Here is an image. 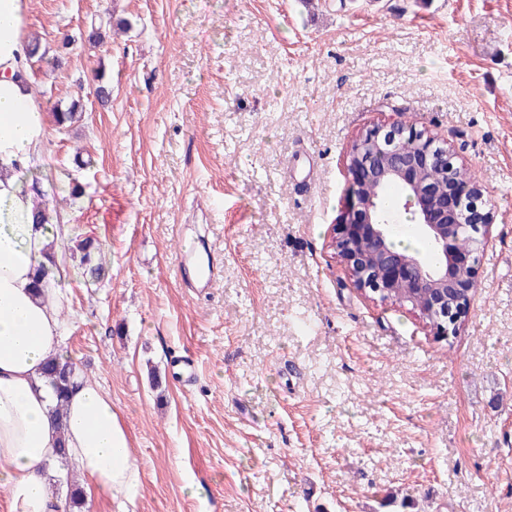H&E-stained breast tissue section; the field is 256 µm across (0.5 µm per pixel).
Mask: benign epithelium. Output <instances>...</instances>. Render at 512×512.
Instances as JSON below:
<instances>
[{
  "label": "benign epithelium",
  "mask_w": 512,
  "mask_h": 512,
  "mask_svg": "<svg viewBox=\"0 0 512 512\" xmlns=\"http://www.w3.org/2000/svg\"><path fill=\"white\" fill-rule=\"evenodd\" d=\"M409 137L416 148L405 151L403 142ZM440 156L449 151L435 137L401 123L374 125L360 134L348 164L347 205L331 246L357 290L391 299L399 286L403 303L422 294L423 317L435 335L446 336L469 307L478 283L475 252L460 249L459 239L469 235L485 247L493 215L481 208V186H444L430 178ZM373 184L400 187L402 208L411 212L433 250V265L419 251L395 247L391 220L383 218L377 197L366 192Z\"/></svg>",
  "instance_id": "7a95c632"
}]
</instances>
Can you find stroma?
I'll return each mask as SVG.
<instances>
[{
	"label": "stroma",
	"instance_id": "stroma-1",
	"mask_svg": "<svg viewBox=\"0 0 512 512\" xmlns=\"http://www.w3.org/2000/svg\"><path fill=\"white\" fill-rule=\"evenodd\" d=\"M27 34L41 110L82 106L27 176L81 187L108 262L66 280V352L141 472L87 512H512V0H29ZM392 121L493 209L445 339L331 246Z\"/></svg>",
	"mask_w": 512,
	"mask_h": 512
}]
</instances>
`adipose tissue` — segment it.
<instances>
[{"label":"adipose tissue","mask_w":512,"mask_h":512,"mask_svg":"<svg viewBox=\"0 0 512 512\" xmlns=\"http://www.w3.org/2000/svg\"><path fill=\"white\" fill-rule=\"evenodd\" d=\"M27 7V0H0V486L10 493L8 512H65L44 471L57 462L59 446L88 501L132 500L140 469L111 397L95 380L79 379L60 422L42 375L47 361L66 358L59 283L67 268L54 267L53 285L42 291L34 276L67 227L34 223V192L17 176L41 155L50 133L30 84Z\"/></svg>","instance_id":"ef3b65f1"}]
</instances>
